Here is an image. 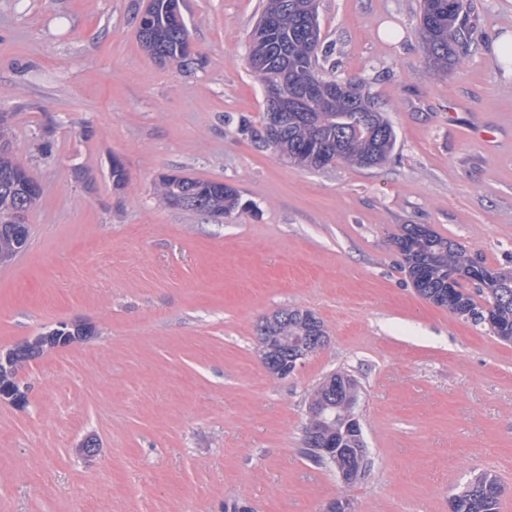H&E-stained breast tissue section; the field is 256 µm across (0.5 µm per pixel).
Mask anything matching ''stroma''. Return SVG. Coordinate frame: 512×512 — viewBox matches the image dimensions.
I'll return each mask as SVG.
<instances>
[{
  "instance_id": "1",
  "label": "stroma",
  "mask_w": 512,
  "mask_h": 512,
  "mask_svg": "<svg viewBox=\"0 0 512 512\" xmlns=\"http://www.w3.org/2000/svg\"><path fill=\"white\" fill-rule=\"evenodd\" d=\"M148 0H0V112L42 187L29 245L0 265V348L60 324L94 334L29 362L0 404V512H451L479 474L512 512V342L418 295L394 243L425 225L512 268V0H473L477 39L429 70L419 0H317L323 65L393 125L376 168L285 164L240 131L265 87L248 37L262 0H180L200 62L159 63ZM127 183L114 189L113 159ZM182 173L237 188L217 222L158 200ZM298 308L328 342L271 377L258 323ZM359 385L366 475L300 452L313 393ZM93 438L99 452L76 447Z\"/></svg>"
}]
</instances>
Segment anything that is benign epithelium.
I'll return each mask as SVG.
<instances>
[{
    "instance_id": "obj_1",
    "label": "benign epithelium",
    "mask_w": 512,
    "mask_h": 512,
    "mask_svg": "<svg viewBox=\"0 0 512 512\" xmlns=\"http://www.w3.org/2000/svg\"><path fill=\"white\" fill-rule=\"evenodd\" d=\"M313 91L310 83H302L300 93L288 95L272 88L269 90V111L279 112L282 116L291 117L292 121L300 122L305 113L301 112L304 97ZM79 337L68 330H51L34 336L20 347L0 349V403L16 408L25 406L26 392L19 385L18 364L22 351L37 352L45 355L60 348L78 343ZM324 337L303 336L293 344V351H288V341L281 336H263L260 340L261 356L264 367L269 374L277 378H286L297 373L306 360L322 348ZM359 398L350 391L341 400L342 416L357 440H362V424L357 408ZM319 458L335 465L336 474L344 484H352L364 474V467L346 463L344 449L336 447V442L325 434H315L310 441Z\"/></svg>"
}]
</instances>
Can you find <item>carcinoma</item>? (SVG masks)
Segmentation results:
<instances>
[{"instance_id": "carcinoma-1", "label": "carcinoma", "mask_w": 512, "mask_h": 512, "mask_svg": "<svg viewBox=\"0 0 512 512\" xmlns=\"http://www.w3.org/2000/svg\"><path fill=\"white\" fill-rule=\"evenodd\" d=\"M309 0H265L262 12L251 31L249 50L261 58L264 66L254 69L267 87L288 88L301 74H308L316 86L346 84L353 88L352 101L336 111H326L320 97L310 98L309 119L303 123L283 120L275 136L265 137L273 120L265 111L259 126H244L255 142L271 149L284 162L307 169H323L336 162L363 168L382 165L391 154L396 133L390 122L377 111L375 102L363 94L360 83L352 79L321 75L320 44H310L299 29ZM149 22H137V36L144 50L160 63L176 62L189 66L194 61L190 36L179 8V0H151L146 9ZM467 0H421L419 31L429 66L438 72L451 69L465 54L476 30L467 25ZM274 17L272 28L261 27ZM373 112L370 132L359 126L358 112ZM11 125L0 120V250L3 244L16 242L10 254L0 256L6 264L23 252L29 241L30 226L13 223L18 210L34 209L39 198L30 197L35 180L18 163ZM161 203L184 209L180 200L193 197L199 205L191 212L209 215L214 220L231 216L245 208L238 190L219 182L178 174L165 175L156 186ZM395 244L405 246L401 257L408 277L423 298L439 304L443 298L448 311L488 327L493 335L512 341V269H494L473 262L457 243L436 231L407 224ZM472 282L484 295L476 302L464 292L461 281ZM289 318L279 322L273 333L280 336H308V325L283 309ZM501 491L497 480L479 475L453 494L452 512H499Z\"/></svg>"}]
</instances>
